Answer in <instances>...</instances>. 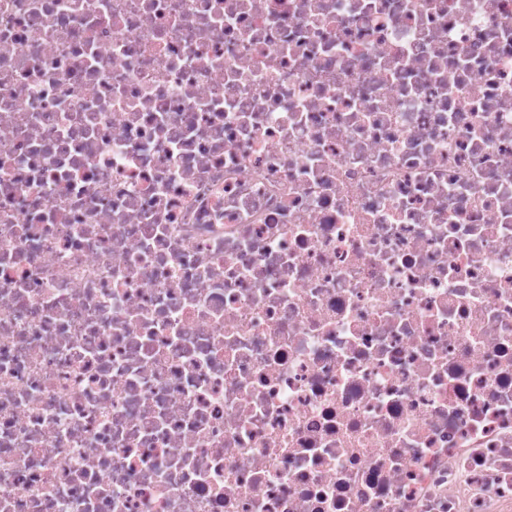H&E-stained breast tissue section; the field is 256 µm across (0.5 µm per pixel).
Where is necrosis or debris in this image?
I'll return each instance as SVG.
<instances>
[{
	"label": "necrosis or debris",
	"instance_id": "necrosis-or-debris-1",
	"mask_svg": "<svg viewBox=\"0 0 512 512\" xmlns=\"http://www.w3.org/2000/svg\"><path fill=\"white\" fill-rule=\"evenodd\" d=\"M0 512H512V0H0Z\"/></svg>",
	"mask_w": 512,
	"mask_h": 512
}]
</instances>
